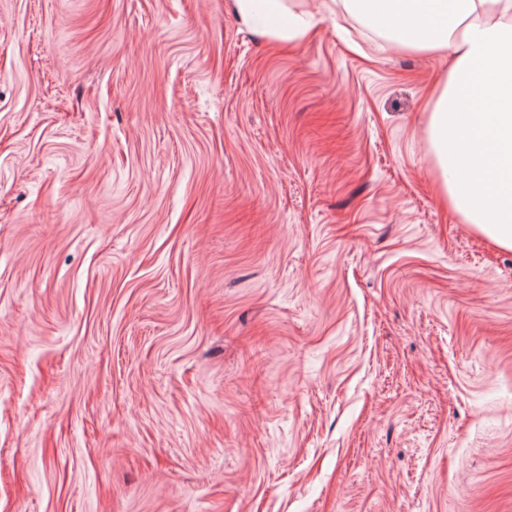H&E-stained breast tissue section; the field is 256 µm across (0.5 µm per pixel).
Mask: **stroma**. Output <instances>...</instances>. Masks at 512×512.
Here are the masks:
<instances>
[{
  "instance_id": "obj_1",
  "label": "stroma",
  "mask_w": 512,
  "mask_h": 512,
  "mask_svg": "<svg viewBox=\"0 0 512 512\" xmlns=\"http://www.w3.org/2000/svg\"><path fill=\"white\" fill-rule=\"evenodd\" d=\"M232 2L0 0V512H512L447 57ZM243 22L263 35L288 40L309 32L315 16L308 11H293L287 0H234Z\"/></svg>"
}]
</instances>
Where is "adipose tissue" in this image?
<instances>
[{
  "instance_id": "adipose-tissue-1",
  "label": "adipose tissue",
  "mask_w": 512,
  "mask_h": 512,
  "mask_svg": "<svg viewBox=\"0 0 512 512\" xmlns=\"http://www.w3.org/2000/svg\"><path fill=\"white\" fill-rule=\"evenodd\" d=\"M393 47L448 54L428 142L449 207L494 245L512 249V0H347ZM243 22L288 40L315 17L288 0H234Z\"/></svg>"
}]
</instances>
